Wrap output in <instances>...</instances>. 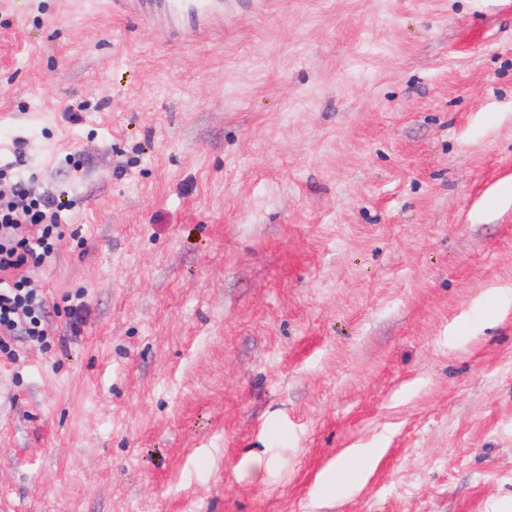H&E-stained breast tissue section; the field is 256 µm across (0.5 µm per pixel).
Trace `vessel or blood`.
Listing matches in <instances>:
<instances>
[{"label":"vessel or blood","mask_w":512,"mask_h":512,"mask_svg":"<svg viewBox=\"0 0 512 512\" xmlns=\"http://www.w3.org/2000/svg\"><path fill=\"white\" fill-rule=\"evenodd\" d=\"M114 14L130 16L152 28L165 45L183 38H213L224 28L225 16L241 0H108Z\"/></svg>","instance_id":"obj_1"}]
</instances>
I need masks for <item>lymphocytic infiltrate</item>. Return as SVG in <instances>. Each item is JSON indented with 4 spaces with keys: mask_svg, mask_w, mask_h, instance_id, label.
Instances as JSON below:
<instances>
[{
    "mask_svg": "<svg viewBox=\"0 0 512 512\" xmlns=\"http://www.w3.org/2000/svg\"><path fill=\"white\" fill-rule=\"evenodd\" d=\"M62 238L53 196L32 195L0 168V351L19 337L46 342L47 300L15 273L21 267L42 264Z\"/></svg>",
    "mask_w": 512,
    "mask_h": 512,
    "instance_id": "1",
    "label": "lymphocytic infiltrate"
}]
</instances>
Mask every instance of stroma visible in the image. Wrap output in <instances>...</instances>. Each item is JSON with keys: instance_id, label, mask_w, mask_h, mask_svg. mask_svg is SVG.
<instances>
[{"instance_id": "35a3bbf8", "label": "stroma", "mask_w": 512, "mask_h": 512, "mask_svg": "<svg viewBox=\"0 0 512 512\" xmlns=\"http://www.w3.org/2000/svg\"><path fill=\"white\" fill-rule=\"evenodd\" d=\"M1 165L85 244L19 271L0 512H512V0H0ZM114 14L131 16L152 28L165 45L185 37L196 41L213 38L224 30V17L241 0H108ZM370 448H350L347 449L343 457L336 461V478L358 483L362 479V471L357 468L359 459H369L374 455Z\"/></svg>"}]
</instances>
